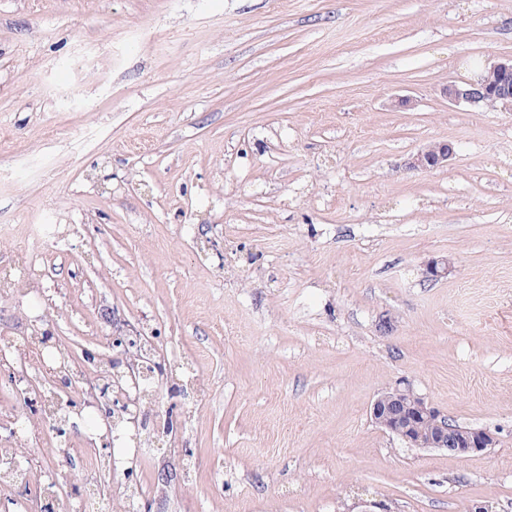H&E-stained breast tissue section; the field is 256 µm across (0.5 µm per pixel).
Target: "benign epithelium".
<instances>
[{
	"mask_svg": "<svg viewBox=\"0 0 512 512\" xmlns=\"http://www.w3.org/2000/svg\"><path fill=\"white\" fill-rule=\"evenodd\" d=\"M448 103L480 107L499 104L512 111V57L498 60L474 74L473 78L459 85L450 83L444 91ZM455 154L454 144L438 141L412 154L406 166L412 170H434L444 168ZM160 368V363L151 359L128 367L132 388L138 389L137 376L151 374V368ZM114 401L120 404L119 412L136 422L137 397L129 393L114 394ZM370 417L382 430L396 436L416 448H432L453 455L481 453L496 442L494 433L486 428L472 427L459 431L448 424V417L432 408L425 399L408 384L397 386L380 394L371 404ZM420 423L431 427L425 438L415 436L414 429Z\"/></svg>",
	"mask_w": 512,
	"mask_h": 512,
	"instance_id": "1",
	"label": "benign epithelium"
}]
</instances>
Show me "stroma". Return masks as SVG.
Here are the masks:
<instances>
[{
  "instance_id": "obj_1",
  "label": "stroma",
  "mask_w": 512,
  "mask_h": 512,
  "mask_svg": "<svg viewBox=\"0 0 512 512\" xmlns=\"http://www.w3.org/2000/svg\"><path fill=\"white\" fill-rule=\"evenodd\" d=\"M510 55L512 0H0V275L30 285L0 334L105 361L139 332L164 368L149 449L97 462L78 407L0 512L130 480L134 512H512V112L443 93ZM402 380L496 444L382 431ZM455 154L452 142L438 141L428 145L424 150L412 154L405 165L412 170H434L444 168Z\"/></svg>"
}]
</instances>
